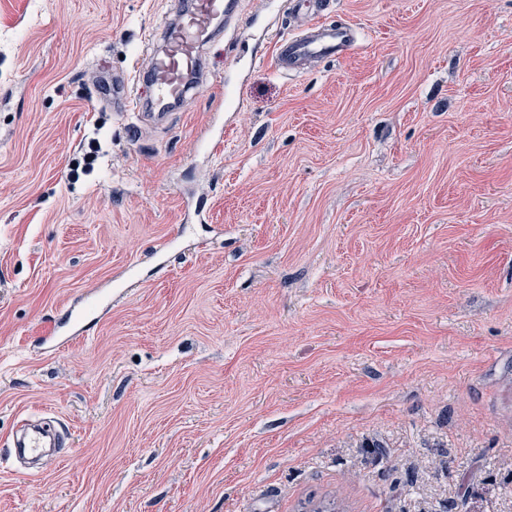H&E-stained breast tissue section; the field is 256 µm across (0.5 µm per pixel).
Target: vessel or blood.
I'll return each instance as SVG.
<instances>
[{
    "label": "vessel or blood",
    "mask_w": 512,
    "mask_h": 512,
    "mask_svg": "<svg viewBox=\"0 0 512 512\" xmlns=\"http://www.w3.org/2000/svg\"><path fill=\"white\" fill-rule=\"evenodd\" d=\"M237 0H193L190 10L179 13L174 21L160 29L162 50L152 52L146 65L136 66L112 82V108L118 112L143 111L138 93L140 83L153 88L152 105L162 109L182 101L199 82L202 48L215 34L220 21L231 20ZM294 10H306L313 19L308 28L296 34L279 35L273 54L279 71H301L313 60L349 53L357 42L356 33L347 25L323 21L324 5L309 6L307 0H292ZM101 292L86 294L68 308L65 319L55 322L44 342L56 346L60 337L78 334V322L86 313L99 311Z\"/></svg>",
    "instance_id": "1"
}]
</instances>
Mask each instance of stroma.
I'll list each match as a JSON object with an SVG mask.
<instances>
[{"label":"stroma","instance_id":"35a3bbf8","mask_svg":"<svg viewBox=\"0 0 512 512\" xmlns=\"http://www.w3.org/2000/svg\"><path fill=\"white\" fill-rule=\"evenodd\" d=\"M175 2L0 0V512H512V0H330L357 45L299 74L239 0L132 124ZM103 304L101 292L94 291L86 294L76 305L70 306L65 319L55 322L48 336H42V340L50 348L57 345L61 336H74L79 334L78 322L81 316L88 312H98Z\"/></svg>","mask_w":512,"mask_h":512}]
</instances>
